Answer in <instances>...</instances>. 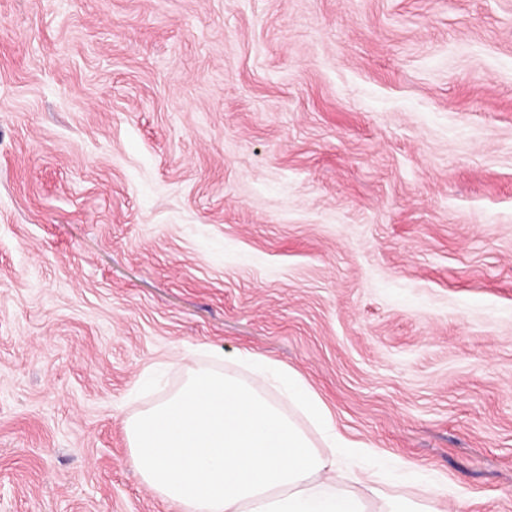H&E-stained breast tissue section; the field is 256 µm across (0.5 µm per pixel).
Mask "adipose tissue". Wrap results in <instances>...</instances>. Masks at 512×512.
<instances>
[{
	"mask_svg": "<svg viewBox=\"0 0 512 512\" xmlns=\"http://www.w3.org/2000/svg\"><path fill=\"white\" fill-rule=\"evenodd\" d=\"M317 429L313 442L280 404L254 385L205 367L189 370L174 393L126 421L133 464L144 484L181 512H369L356 485L371 488L376 512H447L464 488L429 485L413 499L375 487L359 461L363 442L343 438L328 410L293 372L241 356Z\"/></svg>",
	"mask_w": 512,
	"mask_h": 512,
	"instance_id": "1",
	"label": "adipose tissue"
}]
</instances>
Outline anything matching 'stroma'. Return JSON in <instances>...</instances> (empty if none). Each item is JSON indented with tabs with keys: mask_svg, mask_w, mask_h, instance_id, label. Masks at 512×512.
Masks as SVG:
<instances>
[{
	"mask_svg": "<svg viewBox=\"0 0 512 512\" xmlns=\"http://www.w3.org/2000/svg\"><path fill=\"white\" fill-rule=\"evenodd\" d=\"M246 352L512 512V0H0V512H181L125 422Z\"/></svg>",
	"mask_w": 512,
	"mask_h": 512,
	"instance_id": "obj_1",
	"label": "stroma"
}]
</instances>
